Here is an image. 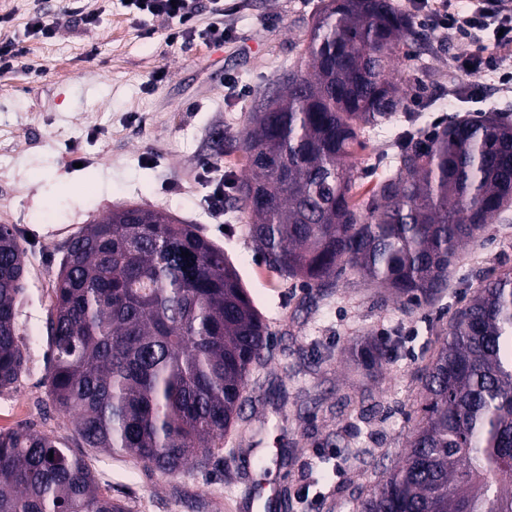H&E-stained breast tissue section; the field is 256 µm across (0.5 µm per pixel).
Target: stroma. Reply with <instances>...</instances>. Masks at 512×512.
<instances>
[{
	"mask_svg": "<svg viewBox=\"0 0 512 512\" xmlns=\"http://www.w3.org/2000/svg\"><path fill=\"white\" fill-rule=\"evenodd\" d=\"M44 2L56 35L27 37L28 19ZM320 3L224 0L233 39L184 51L166 43L164 22L130 14L122 0H84L90 24L68 16L69 0H0V16L10 18L0 24V42L26 47L19 63L0 70V216L25 251L18 324L29 339L27 371L16 389L0 393V431L29 425L51 434L83 455L126 512H353L407 450L436 336L483 275L512 267L510 212L464 249L434 304L406 310L348 277L317 295L269 270L247 237L237 193L225 198L222 217L211 213L212 182L248 174L230 139L299 56ZM413 25L427 41L407 47L392 76L409 79L407 101L424 132L459 113L512 115V93L494 72L473 76V96L453 98V60L476 47L454 30ZM230 75L236 86L227 84ZM395 149L385 133L367 135L359 151L364 188L387 172ZM129 205L166 210L223 246L273 337L272 358L258 375L264 402L244 410L264 417L266 428L233 434V450L175 476L82 448L45 387L52 284L66 245L83 225ZM397 335L396 358L374 373L348 352ZM260 455L268 459L263 475L254 463ZM249 484L256 499L242 493Z\"/></svg>",
	"mask_w": 512,
	"mask_h": 512,
	"instance_id": "obj_1",
	"label": "stroma"
}]
</instances>
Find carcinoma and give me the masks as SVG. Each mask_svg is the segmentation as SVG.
<instances>
[{
    "label": "carcinoma",
    "mask_w": 512,
    "mask_h": 512,
    "mask_svg": "<svg viewBox=\"0 0 512 512\" xmlns=\"http://www.w3.org/2000/svg\"><path fill=\"white\" fill-rule=\"evenodd\" d=\"M416 31L392 0H323L306 46L234 148L238 201L270 269L319 293L346 274L418 305L512 210V120L456 116L404 136L392 172L357 198V149L405 109L392 63ZM25 252L0 225V392L26 370L17 323ZM46 374L87 448L174 475L207 464L268 364V325L224 248L169 213L116 209L70 240L53 289ZM364 369L395 346L361 347ZM401 463L358 512H512V269L486 274L435 341ZM0 512H125L84 458L30 427L0 432Z\"/></svg>",
    "instance_id": "cac0c4a2"
}]
</instances>
